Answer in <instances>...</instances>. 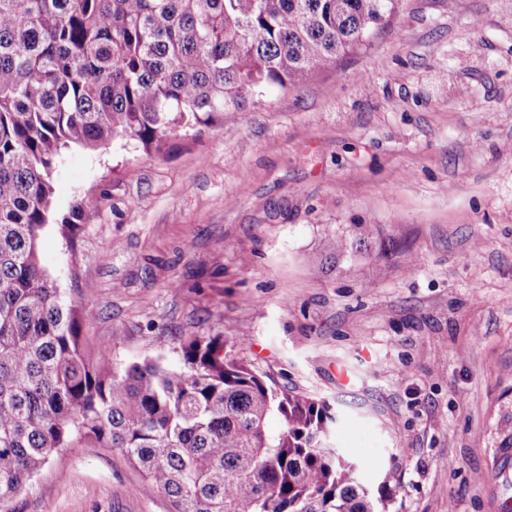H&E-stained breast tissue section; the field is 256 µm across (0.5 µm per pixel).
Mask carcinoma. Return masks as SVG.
<instances>
[{
	"label": "carcinoma",
	"mask_w": 512,
	"mask_h": 512,
	"mask_svg": "<svg viewBox=\"0 0 512 512\" xmlns=\"http://www.w3.org/2000/svg\"><path fill=\"white\" fill-rule=\"evenodd\" d=\"M400 0H0V512L63 448L120 449L172 512H387L330 404L193 336L181 366L86 353L89 301L41 265L72 146L160 153L368 46ZM279 427L271 430L269 420Z\"/></svg>",
	"instance_id": "obj_1"
}]
</instances>
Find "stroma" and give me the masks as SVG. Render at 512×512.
I'll list each match as a JSON object with an SVG mask.
<instances>
[{
    "label": "stroma",
    "mask_w": 512,
    "mask_h": 512,
    "mask_svg": "<svg viewBox=\"0 0 512 512\" xmlns=\"http://www.w3.org/2000/svg\"><path fill=\"white\" fill-rule=\"evenodd\" d=\"M51 186L42 263L95 305L88 352L175 368L223 336L331 404L366 483L391 474L389 512H512V0H401L300 87L165 156L73 148ZM142 486L89 441L8 509L169 512Z\"/></svg>",
    "instance_id": "35a3bbf8"
}]
</instances>
